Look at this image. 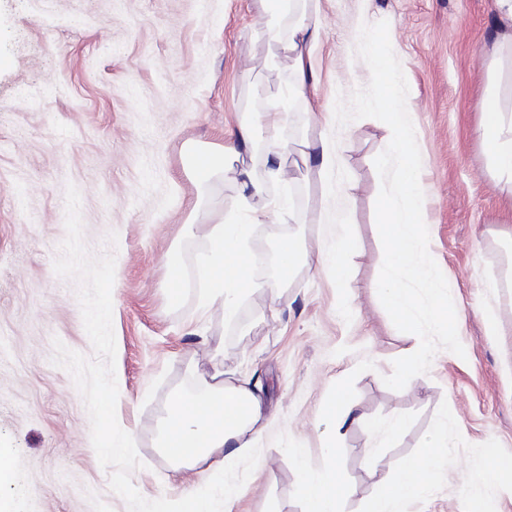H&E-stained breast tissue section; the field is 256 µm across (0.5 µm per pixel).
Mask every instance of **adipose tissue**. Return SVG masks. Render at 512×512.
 Wrapping results in <instances>:
<instances>
[{"mask_svg":"<svg viewBox=\"0 0 512 512\" xmlns=\"http://www.w3.org/2000/svg\"><path fill=\"white\" fill-rule=\"evenodd\" d=\"M298 0H260L267 17L264 35L293 62L292 94L306 96L313 83V61L322 37L318 11L298 10ZM502 34L492 48V69L497 76L512 75V0H493ZM481 123L477 133L486 144L494 177L512 193V102L501 90L489 89L479 103ZM286 107L273 101L260 113L257 122L240 121L219 151L217 162L201 168V157L210 148L188 146L189 172L198 187H206L220 171V159L232 160L241 154L264 150V177L256 179L251 168L237 172V196L231 207H211L205 213L210 247L198 266L205 283L202 308L220 306L227 319L237 316V302L248 289L257 288L249 274L247 242L253 224L260 219L279 221L292 217L288 199L274 202L270 211L258 215L252 200L263 190L264 181H281L288 157L284 138ZM202 388L193 395L174 391L168 401L163 450L177 465L197 469L201 484L188 494L192 512H214L216 499L231 501L236 485L212 486L211 471L229 469L248 455L249 432L267 425L264 399L248 382L224 380L221 373L202 379ZM453 443L447 422H439L429 441L423 443L399 471L380 476L371 512H407L409 500L429 492L423 468L429 461L447 454ZM347 492L336 480L334 463L323 471L304 473L301 495L308 512H338L337 504Z\"/></svg>","mask_w":512,"mask_h":512,"instance_id":"adipose-tissue-1","label":"adipose tissue"}]
</instances>
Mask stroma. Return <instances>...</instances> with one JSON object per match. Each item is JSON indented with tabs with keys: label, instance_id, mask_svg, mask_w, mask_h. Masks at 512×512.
I'll list each match as a JSON object with an SVG mask.
<instances>
[{
	"label": "stroma",
	"instance_id": "obj_1",
	"mask_svg": "<svg viewBox=\"0 0 512 512\" xmlns=\"http://www.w3.org/2000/svg\"><path fill=\"white\" fill-rule=\"evenodd\" d=\"M318 3L317 81L308 100L288 102L286 178L266 186L267 197H293L295 221L255 225L250 269L261 286L241 297L231 322L222 308L200 306L196 267L209 243L193 220L184 150L222 146L290 80L287 58L265 63L272 48L256 0H0V450L13 467L0 512H128L98 462L80 392L52 363L57 339L94 354L77 284L54 271L70 183L88 249L116 254L117 418L134 435L141 466L131 480L143 497L180 498L175 474L196 484L195 469H175L163 453L162 419L172 391L194 390L198 374L218 370L260 387L272 420L250 456L210 474L212 484L238 485L231 512H307L302 473L321 471L330 456L349 489L339 512H368L378 476L397 471L443 420L457 445L426 468L432 490L409 512H512V477L477 489L462 481L486 451L512 458V288L496 297L488 289L503 277L497 233L512 227V198L477 135L497 36L492 0ZM381 20L409 85L429 251L465 350L438 351L425 378L400 391L382 378L420 340L395 328L373 288L383 262L374 159L391 136L374 118L341 128L334 120L338 95L370 80L356 54L359 28ZM321 133L339 165L302 175L300 144ZM344 193L349 275L336 281L309 257L269 290L281 241L312 249ZM339 399L369 418L402 417V432L382 442L352 426L330 447Z\"/></svg>",
	"mask_w": 512,
	"mask_h": 512
}]
</instances>
